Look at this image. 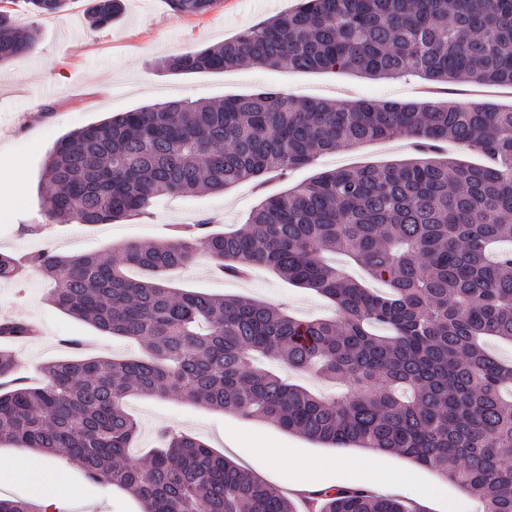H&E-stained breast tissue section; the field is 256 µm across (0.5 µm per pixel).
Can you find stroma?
Instances as JSON below:
<instances>
[{"mask_svg":"<svg viewBox=\"0 0 512 512\" xmlns=\"http://www.w3.org/2000/svg\"><path fill=\"white\" fill-rule=\"evenodd\" d=\"M296 0H219L202 16L173 13L165 0H124V12L112 27L89 28L87 0H71L62 12L34 16L15 8L17 26L39 27L36 49L0 67V153L13 164L0 171V252L20 255L44 247L69 254L104 252L122 242H150L166 235L172 224H192L201 217L214 220L218 231L244 223L258 195L253 182L244 181L225 192L164 199L151 217L112 224L86 225L44 222L41 171L46 156L63 135L110 115L171 100L222 101L250 94L264 86L282 88L297 99H328L348 105L362 100H422L424 81L416 77L378 79L350 72H303L267 68L253 63L221 73L171 74L155 69L161 58L223 43L242 30L287 12ZM456 103L487 101L512 105V88L470 80L448 84L437 93ZM41 105L45 119H32L30 109ZM407 140L371 141L348 151L321 157L316 164L295 169L287 183L266 185L276 194L285 184L310 180L335 168L399 163L412 158ZM43 225L39 235L28 225ZM173 285L220 296H240L287 306L297 317L323 315L329 307L314 292L281 280L263 267L247 278L231 279L212 272L206 259L177 273ZM48 285L37 273L20 281L0 283V321L14 320L38 327L40 337L4 340L0 348L13 352L16 374L31 384L42 379L41 369L51 361L71 356L65 342L80 339L85 356L129 357L136 345L101 335L88 324L67 316L47 300ZM127 410L138 421L140 433L131 450L142 458L154 447L159 428L172 425L204 441L248 469L259 479L287 489L297 477L289 464L273 468L271 459L289 450L296 459H316L322 467L316 479L336 484L370 486L372 478L388 474L408 476L404 498L420 512H478L479 503L453 482H439L435 473L396 454L364 448H331L289 433L266 420H246L235 414L206 408L178 398L133 396ZM71 498L70 512H141L139 501L112 485L89 482L74 465L64 467Z\"/></svg>","mask_w":512,"mask_h":512,"instance_id":"1","label":"stroma"}]
</instances>
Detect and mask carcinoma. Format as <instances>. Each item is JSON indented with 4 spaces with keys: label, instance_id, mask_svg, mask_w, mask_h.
Returning a JSON list of instances; mask_svg holds the SVG:
<instances>
[{
    "label": "carcinoma",
    "instance_id": "carcinoma-1",
    "mask_svg": "<svg viewBox=\"0 0 512 512\" xmlns=\"http://www.w3.org/2000/svg\"><path fill=\"white\" fill-rule=\"evenodd\" d=\"M70 0H10L35 16ZM200 16L218 0H166ZM123 0H91L89 26L118 21ZM40 31L0 9V65L33 51ZM249 61L305 72L382 79L414 75L431 85L461 78L512 87V0H297L294 9L221 44L165 57L172 74L222 72ZM412 141L421 160L316 174L262 198L246 224L175 229L112 253L44 248L0 253V281L35 271L49 301L142 355H74L44 368L45 382L13 378L0 349V446L63 456L94 483L118 485L145 512H298L280 489L176 428L143 461L128 448L137 422L125 400L177 397L334 447L395 453L466 490L482 512H512V363L487 349L512 345V107L444 99L296 100L280 88L220 103L170 101L121 112L59 138L41 184L49 224H107L148 217L161 197L260 186L328 153L373 140ZM471 147L480 165L442 152ZM340 251L385 287L377 293L329 264ZM206 257L216 274L253 266L323 296L332 315L298 320L283 308L214 297L168 283ZM127 267L143 271L128 278ZM30 325L0 322L4 339ZM343 379L349 391L319 397L254 365ZM312 512H417L362 487L314 493Z\"/></svg>",
    "mask_w": 512,
    "mask_h": 512
}]
</instances>
